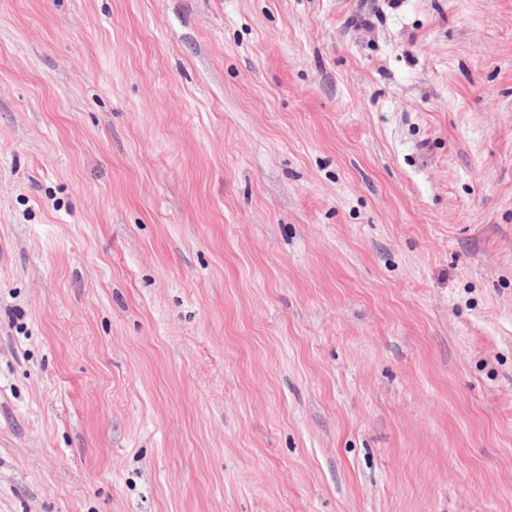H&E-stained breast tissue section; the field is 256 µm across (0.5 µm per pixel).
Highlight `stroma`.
<instances>
[{
	"label": "stroma",
	"mask_w": 512,
	"mask_h": 512,
	"mask_svg": "<svg viewBox=\"0 0 512 512\" xmlns=\"http://www.w3.org/2000/svg\"><path fill=\"white\" fill-rule=\"evenodd\" d=\"M0 512H512V0H0Z\"/></svg>",
	"instance_id": "obj_1"
}]
</instances>
